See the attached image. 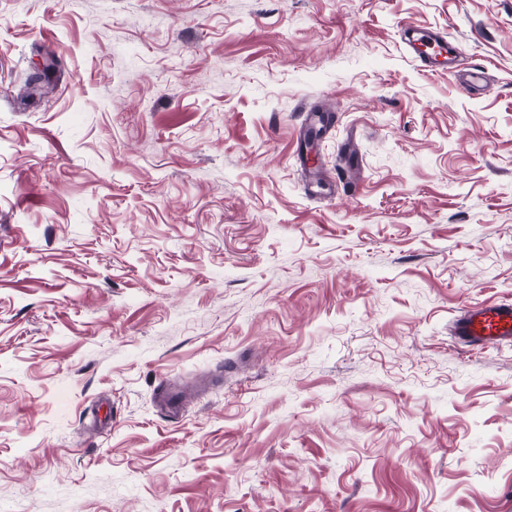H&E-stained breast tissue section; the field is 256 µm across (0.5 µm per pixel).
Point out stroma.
I'll use <instances>...</instances> for the list:
<instances>
[{"instance_id":"35a3bbf8","label":"stroma","mask_w":512,"mask_h":512,"mask_svg":"<svg viewBox=\"0 0 512 512\" xmlns=\"http://www.w3.org/2000/svg\"><path fill=\"white\" fill-rule=\"evenodd\" d=\"M502 300L512 0H0V512H512ZM401 38L407 54L426 71H445L453 74L460 89L468 96H475L485 88V72L473 66L458 69L455 46L443 34L413 23L401 28ZM452 334L464 347L512 342V303L477 302L454 320Z\"/></svg>"}]
</instances>
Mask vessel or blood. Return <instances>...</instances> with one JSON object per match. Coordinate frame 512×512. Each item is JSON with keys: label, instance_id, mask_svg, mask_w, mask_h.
I'll list each match as a JSON object with an SVG mask.
<instances>
[{"label": "vessel or blood", "instance_id": "b4317fda", "mask_svg": "<svg viewBox=\"0 0 512 512\" xmlns=\"http://www.w3.org/2000/svg\"><path fill=\"white\" fill-rule=\"evenodd\" d=\"M401 38L407 54L426 71L453 74L460 89L469 96L485 87V72L479 67L459 69L455 47L443 34L413 24H403ZM452 334L466 347H492L512 342V303L477 302L454 320Z\"/></svg>", "mask_w": 512, "mask_h": 512}]
</instances>
